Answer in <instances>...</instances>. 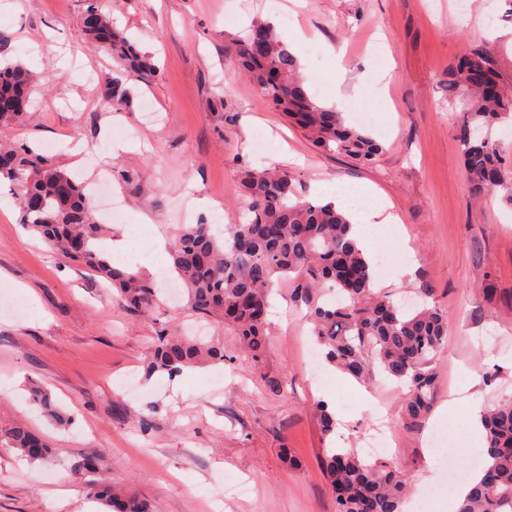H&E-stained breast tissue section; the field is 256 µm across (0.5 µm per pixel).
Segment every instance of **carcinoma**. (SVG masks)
Listing matches in <instances>:
<instances>
[{
  "instance_id": "carcinoma-1",
  "label": "carcinoma",
  "mask_w": 512,
  "mask_h": 512,
  "mask_svg": "<svg viewBox=\"0 0 512 512\" xmlns=\"http://www.w3.org/2000/svg\"><path fill=\"white\" fill-rule=\"evenodd\" d=\"M86 39L121 62L119 77L102 80V94L115 110L126 108L132 86L159 73L152 56L137 49L97 0H89L83 19ZM10 36L0 32V125L24 120L34 75L11 57ZM236 58L273 108L305 131L324 150L370 163L383 147L344 124L334 108L319 103L304 85L295 53L267 22L256 20L238 41ZM494 80L496 53L484 42L448 66V97L467 108L457 129L471 194L480 198L498 189L512 202V156L493 138L496 124L512 116V98L487 94L474 84L471 68ZM16 193L21 220L67 259L110 281L129 309L146 313L158 301L154 282L141 271L118 268L102 246L104 225L96 222L89 199L76 178L46 154L25 144H0V181ZM239 222L226 235L209 224H183L169 245L171 272L184 288L189 308L199 316L224 319L240 336L243 354L255 365L267 352V316L275 285L292 282L294 302L303 304L313 335L326 358L358 381L378 376L404 383L403 418H425L436 401L433 363L448 341V311L424 307L408 311L373 292V267L350 237L351 224L331 203L298 197L288 171L244 167L238 185ZM228 358L219 344L171 336L147 358V372L169 377L184 369ZM321 432L336 430V418L319 405ZM487 462L469 484L459 512H512V399L483 414ZM6 446L29 463H45L51 449L25 424L12 427ZM323 469L336 512H401L407 493L397 468L369 463L354 450L330 449ZM75 475L108 512H153L151 505L116 489L95 457L75 465Z\"/></svg>"
}]
</instances>
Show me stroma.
<instances>
[{
	"mask_svg": "<svg viewBox=\"0 0 512 512\" xmlns=\"http://www.w3.org/2000/svg\"><path fill=\"white\" fill-rule=\"evenodd\" d=\"M100 0L119 29L154 55L160 71L139 84L130 108L113 112L101 84L120 72L85 42L87 0H7L0 31L14 56L39 77L31 119L0 128V141L35 146L79 180L103 166L121 205L101 216L126 250L118 266L142 270L156 285L170 275L153 241L175 225L236 223L244 166L291 171L303 199L319 183H373L392 204L402 240L381 235L373 253L385 266L377 292L395 303L426 300L448 311V344L438 356L436 404L488 409L512 397V203L502 193H470L456 139L465 104L444 88L449 63L475 45L496 46V79L512 92V5L507 0ZM276 17L279 35L300 28L297 47L309 91L336 106L348 126L383 147L372 164L315 148L277 112L234 63L233 47L254 16ZM69 53V70L57 68ZM343 53L356 91L338 98L334 55ZM387 83H380L381 74ZM84 143L87 155L71 150ZM414 267L413 275L403 270ZM268 354L189 368L174 378L147 375L160 337L194 330L235 352L240 338L184 302L129 311L95 273L51 249L0 213V435L25 422L53 448L44 464L17 460L0 446V512H83L90 497L74 463L95 455L114 484L154 512H335L322 459L332 448L365 453L379 422L393 426V450L377 456L410 488L402 512H448L432 489L452 469L470 479L482 444L463 417H402L405 390L380 379L338 381L337 369L306 363L314 344L305 311L276 286L268 315ZM287 377L285 391L263 377ZM42 388L66 418L59 424L30 399ZM338 419L321 433L317 405ZM244 482L246 495L225 494Z\"/></svg>",
	"mask_w": 512,
	"mask_h": 512,
	"instance_id": "1",
	"label": "stroma"
}]
</instances>
